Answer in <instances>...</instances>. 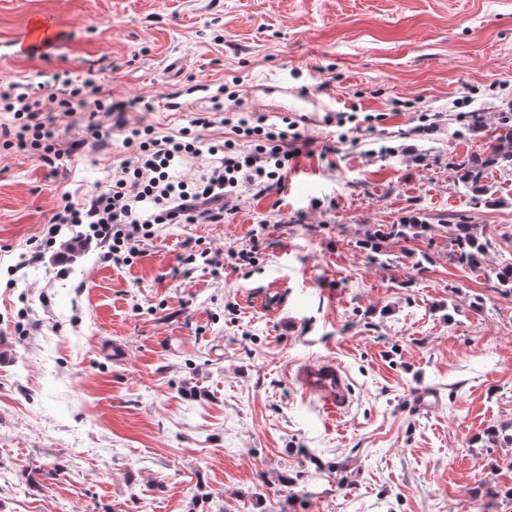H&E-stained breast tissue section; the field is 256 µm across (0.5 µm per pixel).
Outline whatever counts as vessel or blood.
Listing matches in <instances>:
<instances>
[{"instance_id":"b4317fda","label":"vessel or blood","mask_w":512,"mask_h":512,"mask_svg":"<svg viewBox=\"0 0 512 512\" xmlns=\"http://www.w3.org/2000/svg\"><path fill=\"white\" fill-rule=\"evenodd\" d=\"M253 108L268 112H300L307 124L325 125L334 114L332 98H318L299 89L283 87L278 100L268 101L252 96ZM297 382L305 395L315 397L325 421L332 422L344 412L350 404V392L347 378L335 363L301 364L296 372Z\"/></svg>"}]
</instances>
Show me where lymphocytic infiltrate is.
<instances>
[{
    "label": "lymphocytic infiltrate",
    "mask_w": 512,
    "mask_h": 512,
    "mask_svg": "<svg viewBox=\"0 0 512 512\" xmlns=\"http://www.w3.org/2000/svg\"><path fill=\"white\" fill-rule=\"evenodd\" d=\"M81 88L68 97L45 89L34 97L0 94V143L34 152L49 160L57 146V131L73 112ZM230 127L233 136L221 145L203 142L201 130ZM133 150L113 166L106 189L75 199L64 197L47 225L42 245H55L63 229L81 227L79 242L105 245L101 259L127 263L136 258L138 242L151 238L159 224H220L229 200L241 187L264 195L282 186L290 163L307 141L295 122L270 123L260 112L194 113L187 126L160 134L155 127L127 130ZM211 155L212 161L194 178H174L172 172L188 158Z\"/></svg>",
    "instance_id": "lymphocytic-infiltrate-1"
}]
</instances>
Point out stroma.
<instances>
[{
	"label": "stroma",
	"mask_w": 512,
	"mask_h": 512,
	"mask_svg": "<svg viewBox=\"0 0 512 512\" xmlns=\"http://www.w3.org/2000/svg\"><path fill=\"white\" fill-rule=\"evenodd\" d=\"M37 21L52 46L13 55ZM86 78L162 131L234 79L228 111L323 82L357 119L341 139L306 128L283 188L243 190L220 224L158 225L118 265L94 242L30 244L64 196L106 186L119 118L87 103L49 163L0 146V512H483L471 489L512 487L494 466L512 447L480 441L512 422V296L490 275L512 257V177L477 204L449 168L512 103V0H0V86ZM411 215L434 231L364 248ZM458 218L487 267L450 260ZM274 285L284 307L253 309ZM323 361L351 392L335 423L294 376Z\"/></svg>",
	"instance_id": "35a3bbf8"
}]
</instances>
